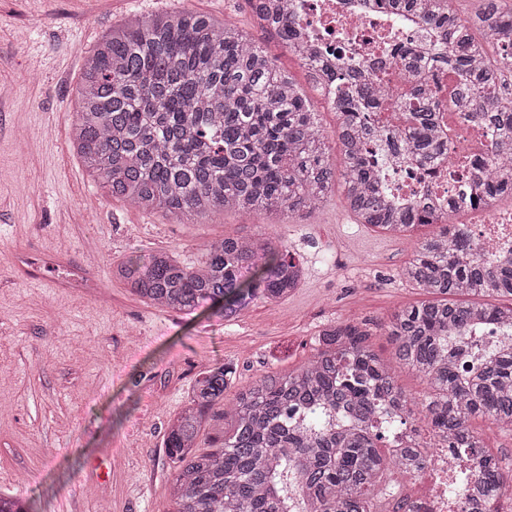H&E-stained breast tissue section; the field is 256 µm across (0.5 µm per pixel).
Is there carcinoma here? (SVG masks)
Instances as JSON below:
<instances>
[{
    "label": "carcinoma",
    "instance_id": "obj_1",
    "mask_svg": "<svg viewBox=\"0 0 512 512\" xmlns=\"http://www.w3.org/2000/svg\"><path fill=\"white\" fill-rule=\"evenodd\" d=\"M453 0H388L437 31L423 56L385 49L366 65L336 64L338 116L334 136L341 162L332 160L329 134L306 88L323 91L329 66L303 48L288 4L247 0L251 12L302 61L308 86L297 82L237 27L192 10L134 15L112 29L82 68L72 147L89 175L117 199L145 211L159 208L177 223L228 210L266 212L288 219L322 207L338 179L357 223L393 236L419 226L423 238L400 272L431 299L398 308L381 326L393 360L368 343L362 321L345 320L320 332L301 367L267 370L236 387V371L215 359L197 377L187 401L169 420L163 440L175 470L174 512H376L378 488L393 465H419L428 444L389 439L391 423L410 421L422 404L431 430L449 448L478 458L477 492L487 505L508 490L509 475L472 428L481 416L512 427V257L486 260L450 224H437L428 205H394L379 178L382 159L367 151L378 131L391 146L409 150L419 165L448 157L439 134L437 90L418 80L429 61L446 66L451 97L496 133L485 169L488 202L512 195V56L489 53L492 36L512 30L504 0H480L460 19ZM401 69L411 85L393 104L399 122L379 124L391 98L384 79ZM146 303L183 313L209 305L227 321L256 300L281 302L298 287L303 269L280 237L226 236L206 246L199 265H182L158 251L130 257L112 270ZM483 327L504 337L480 371L459 374L448 333ZM402 366L425 383L421 402L397 383ZM229 419L220 444L198 452L211 412ZM388 448V453L379 451Z\"/></svg>",
    "mask_w": 512,
    "mask_h": 512
}]
</instances>
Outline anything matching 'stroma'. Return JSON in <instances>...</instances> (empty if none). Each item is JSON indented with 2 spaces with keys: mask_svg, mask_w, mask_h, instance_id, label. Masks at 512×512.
Masks as SVG:
<instances>
[{
  "mask_svg": "<svg viewBox=\"0 0 512 512\" xmlns=\"http://www.w3.org/2000/svg\"><path fill=\"white\" fill-rule=\"evenodd\" d=\"M206 13L250 34L297 81L305 72L282 42L253 26L247 0H0V493L29 512H172L162 440L206 360L240 383L311 356L324 324H383L425 300L399 272L416 237L356 222L344 187L287 221L228 211L177 224L161 210L116 200L70 145L83 59L131 14ZM280 236L304 268L286 300L255 302L227 322L141 301L112 277L129 255L173 252L188 266L223 236ZM59 256L33 288L18 256ZM92 279L67 288L71 268Z\"/></svg>",
  "mask_w": 512,
  "mask_h": 512,
  "instance_id": "stroma-1",
  "label": "stroma"
}]
</instances>
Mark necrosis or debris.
<instances>
[{
    "mask_svg": "<svg viewBox=\"0 0 512 512\" xmlns=\"http://www.w3.org/2000/svg\"><path fill=\"white\" fill-rule=\"evenodd\" d=\"M288 11L307 47L324 58L336 53L361 55L386 42H409L422 33L407 14L388 10L385 0H373L365 12L358 10L355 0H290ZM462 113L458 104L449 101L439 116L455 146L447 160L430 170L409 161L388 164L384 179L394 198L413 195L444 213L470 215L471 223L461 225L460 230L474 240L484 258L512 256V211L483 205L475 197L483 178L475 161L487 153L491 132L464 120ZM408 475L422 492L416 497L400 496L398 512H480L482 508L481 500L465 487L473 474L464 451L451 453L436 446L429 449L424 464Z\"/></svg>",
    "mask_w": 512,
    "mask_h": 512,
    "instance_id": "obj_1",
    "label": "necrosis or debris"
}]
</instances>
